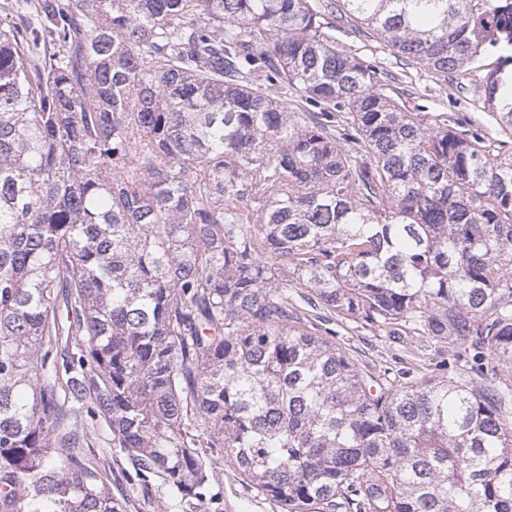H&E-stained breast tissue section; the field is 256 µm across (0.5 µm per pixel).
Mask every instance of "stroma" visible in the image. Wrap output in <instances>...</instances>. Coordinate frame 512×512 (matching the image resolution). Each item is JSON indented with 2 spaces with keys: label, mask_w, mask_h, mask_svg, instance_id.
<instances>
[{
  "label": "stroma",
  "mask_w": 512,
  "mask_h": 512,
  "mask_svg": "<svg viewBox=\"0 0 512 512\" xmlns=\"http://www.w3.org/2000/svg\"><path fill=\"white\" fill-rule=\"evenodd\" d=\"M332 34L349 54L367 62H382L391 71L399 89L395 99L404 111L422 117L442 113L457 129L479 128L512 141V132L500 133L495 113L480 108L472 76H460L451 83L438 80L420 65L404 64L376 38L345 22L336 25ZM332 327V342L361 369L399 368L405 352L382 333L341 318L333 321ZM89 439V455L101 458L112 469L110 489L123 512H280L273 501L246 488L227 466L220 464L211 471L201 497L184 500L161 473L139 471L135 460L113 447L112 432L103 421L90 422Z\"/></svg>",
  "instance_id": "stroma-1"
}]
</instances>
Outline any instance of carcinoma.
<instances>
[{"mask_svg":"<svg viewBox=\"0 0 512 512\" xmlns=\"http://www.w3.org/2000/svg\"><path fill=\"white\" fill-rule=\"evenodd\" d=\"M0 12V512H121L89 419L183 499L222 462L282 512H512V146L327 32L485 71L508 132L512 0ZM337 317L474 365L363 372Z\"/></svg>","mask_w":512,"mask_h":512,"instance_id":"cac0c4a2","label":"carcinoma"}]
</instances>
